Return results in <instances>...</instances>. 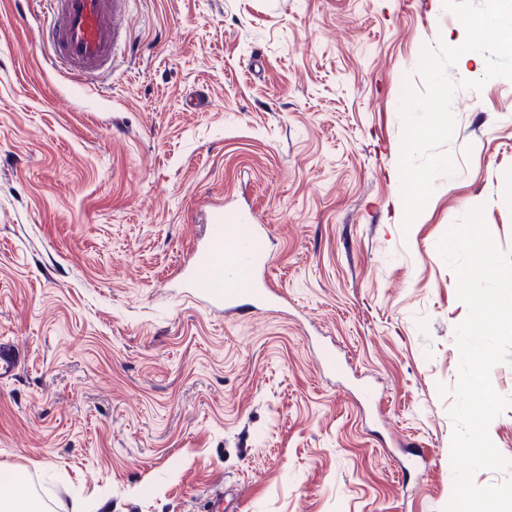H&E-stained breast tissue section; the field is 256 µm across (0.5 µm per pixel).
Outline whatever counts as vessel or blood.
Masks as SVG:
<instances>
[{"label": "vessel or blood", "mask_w": 512, "mask_h": 512, "mask_svg": "<svg viewBox=\"0 0 512 512\" xmlns=\"http://www.w3.org/2000/svg\"><path fill=\"white\" fill-rule=\"evenodd\" d=\"M129 0H46L45 32L53 66L87 80L112 73V62L127 47L132 20ZM265 226L243 229L234 221L215 220L192 259L190 285L210 304L235 311L242 298L270 305L283 293L262 279L265 268ZM19 348L0 342V379L22 364Z\"/></svg>", "instance_id": "1"}]
</instances>
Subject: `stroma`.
<instances>
[{
	"label": "stroma",
	"mask_w": 512,
	"mask_h": 512,
	"mask_svg": "<svg viewBox=\"0 0 512 512\" xmlns=\"http://www.w3.org/2000/svg\"><path fill=\"white\" fill-rule=\"evenodd\" d=\"M130 7L133 49L94 87L47 62L38 0H0V339L24 354L0 473L41 512H203L217 484L226 512H445L468 308L437 245L479 208L512 257V80L459 58L485 84L457 91L455 173L406 231L404 95L466 36L443 0ZM195 91L209 107L183 111ZM229 209L266 224L287 308L183 283Z\"/></svg>",
	"instance_id": "stroma-1"
}]
</instances>
